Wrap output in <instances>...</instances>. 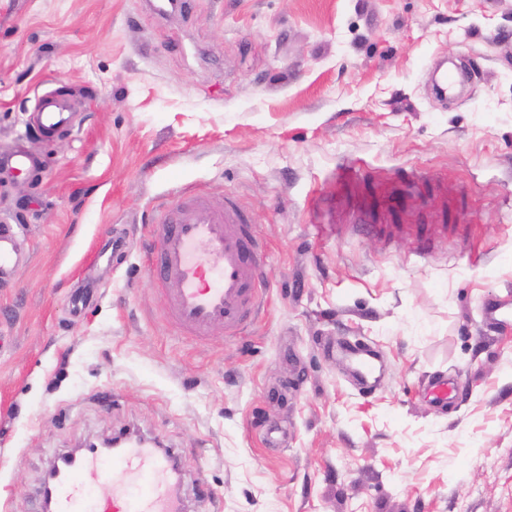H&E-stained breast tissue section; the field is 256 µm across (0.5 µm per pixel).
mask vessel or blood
Segmentation results:
<instances>
[{"mask_svg":"<svg viewBox=\"0 0 512 512\" xmlns=\"http://www.w3.org/2000/svg\"><path fill=\"white\" fill-rule=\"evenodd\" d=\"M35 112L44 138L71 125L69 105L53 93L38 96ZM149 232L163 307L181 335L202 339L221 330L235 336L252 323L264 299V255L233 197L159 209ZM17 261L16 242L1 224L0 276ZM108 466L122 484L111 495L89 496L91 482ZM173 466L170 452L134 437L108 457L87 451L61 470L54 512H188L181 492L169 484Z\"/></svg>","mask_w":512,"mask_h":512,"instance_id":"vessel-or-blood-1","label":"vessel or blood"}]
</instances>
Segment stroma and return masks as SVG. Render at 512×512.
<instances>
[{
  "label": "stroma",
  "mask_w": 512,
  "mask_h": 512,
  "mask_svg": "<svg viewBox=\"0 0 512 512\" xmlns=\"http://www.w3.org/2000/svg\"><path fill=\"white\" fill-rule=\"evenodd\" d=\"M443 59L466 95L431 93ZM47 90L74 116L50 140ZM15 148L39 167L0 171L24 255L0 278V512H42L55 458L121 432L175 451L189 512H512V317H483L512 307V0H0ZM228 193L267 300L186 339L147 226ZM349 340L382 360L371 392Z\"/></svg>",
  "instance_id": "obj_1"
}]
</instances>
